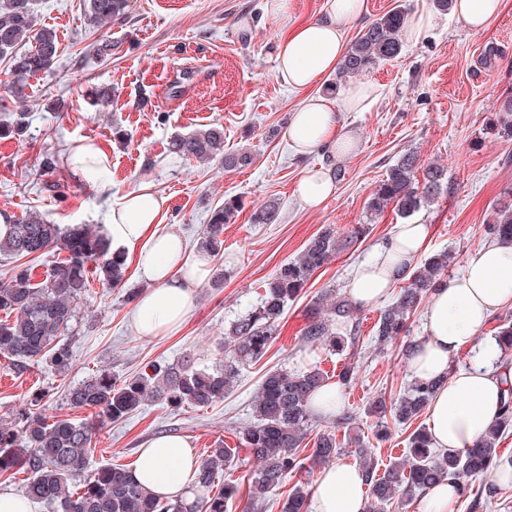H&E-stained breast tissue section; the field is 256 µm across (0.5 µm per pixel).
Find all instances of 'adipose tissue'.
Segmentation results:
<instances>
[{"label": "adipose tissue", "mask_w": 512, "mask_h": 512, "mask_svg": "<svg viewBox=\"0 0 512 512\" xmlns=\"http://www.w3.org/2000/svg\"><path fill=\"white\" fill-rule=\"evenodd\" d=\"M363 0H326L319 20L296 23L288 17L289 0H266L269 15L280 20L277 42L279 77L303 98L289 116V145L305 154L319 149L338 160L354 153L359 139L342 120L343 113L365 108L377 96L370 83L346 84L333 95L318 93L325 76L335 71L345 49L349 26L361 14ZM335 192L328 169L304 171L296 187L299 202L321 207ZM166 200L150 186L123 196L106 226L112 247L132 254L141 278L149 284L132 312L139 336L155 339L179 332L194 308V288L210 273L211 258L190 250L182 238L163 231ZM430 237L425 224L396 225L370 259L359 263L347 286L360 306L384 299L411 270ZM512 303V243L493 241L471 253L461 275L432 296L424 334L407 360L419 381L441 380L429 406L430 431L437 448L472 447L497 415L512 366L503 367L495 343H478L490 317ZM475 357L468 369L450 372V360L466 346ZM199 468L190 443L175 435L145 442L139 450L135 480L154 494L193 504L198 495L193 474ZM367 488L356 465L338 462L320 471L315 482V512H363Z\"/></svg>", "instance_id": "obj_1"}]
</instances>
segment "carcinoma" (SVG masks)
<instances>
[{"mask_svg":"<svg viewBox=\"0 0 512 512\" xmlns=\"http://www.w3.org/2000/svg\"><path fill=\"white\" fill-rule=\"evenodd\" d=\"M129 0H90V13L99 23L120 24L127 18ZM407 12L396 6L375 19L355 37L344 53L339 75H359L381 61L394 59L402 51L400 34ZM35 45L19 52L28 38ZM59 53L55 32L47 27L34 29L31 0H0V55L12 60L7 92L22 98L24 81L50 69ZM498 137L512 141V95L501 101L491 122ZM170 151L183 160L219 161L226 168L239 169L254 163L248 151L224 152V128L212 125L171 141ZM446 172L431 164L419 166L413 153L403 155L386 172L370 195L367 208L382 214L393 207L409 217L430 204L442 189ZM241 203L236 198L224 201L211 212L205 225L200 248L217 256L223 247L224 225L237 216ZM274 205L261 206L251 215L254 224H271L276 219ZM9 224L7 235L0 237V254L16 262L9 278L0 282V358H6L17 374L46 362L58 374L69 371L72 353L64 336L72 329L79 304L96 277L103 286H123L126 257L112 252L109 240L91 224L68 230L48 222L33 211L17 219L0 211ZM355 228L340 238L332 231L313 237L293 260L281 265L262 296L260 304L230 323L224 332V358L211 368H197L191 360L168 368L163 373L139 374L123 380L107 369H97L74 385L67 394L73 408L94 409L97 417L119 421L137 412L150 399L161 401L173 411L204 408L224 400L239 374V366L262 359L271 348L281 316L288 302L299 297L314 273L322 268L350 239L363 235ZM492 238L512 239V203H498L492 220L486 225ZM56 251L65 256L56 261L37 281L30 262ZM448 253H436L415 268L405 279L396 300L379 314L375 341L380 347L391 344L409 331L408 321L423 301L446 282ZM359 308L352 302L322 295L312 309L303 329L305 342L343 352L347 337L336 331L339 322L355 319ZM494 340L500 357L512 351V321L505 318L496 326ZM326 379L317 369L268 371L261 381L252 405L253 423L241 432L247 450L243 458L235 450L218 445L202 459L195 478L201 494L188 506L180 499L163 500L150 494L122 465L103 466L78 480L85 472L88 456L95 446L97 427L91 422L68 418L48 420L34 411L48 392L30 394V407L22 408L9 420H0V473L23 470L29 474L24 496L46 503L54 512H224L226 500L240 492L235 482L218 483L219 472L233 469L251 460L257 468L250 473L248 500L256 507L264 505L267 495L292 474L302 469L300 448L308 435L313 413L310 400ZM443 381H412L407 393L393 405L378 400L370 413L379 419L391 417L407 424L426 409ZM512 431V386L506 391L498 416L475 446L456 453L438 451L424 428L409 438L405 459L391 462L384 472L376 471L373 449L356 444L354 452L368 487L364 512H384L394 501H406L424 489L448 479L458 485L464 496V478L493 471L503 459L497 445ZM336 435L324 431L317 435L310 454L313 463L327 464L337 453ZM280 512H307V494L295 486L283 502Z\"/></svg>","mask_w":512,"mask_h":512,"instance_id":"cac0c4a2","label":"carcinoma"}]
</instances>
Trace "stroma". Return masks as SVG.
<instances>
[{"mask_svg": "<svg viewBox=\"0 0 512 512\" xmlns=\"http://www.w3.org/2000/svg\"><path fill=\"white\" fill-rule=\"evenodd\" d=\"M264 5V0H131L126 22L98 29L89 21V0L32 2L37 26L55 29L60 52L50 70L28 78L25 103L0 109V123L26 114L21 139L0 138V210L19 217L36 211L64 226H101L126 193L148 185L168 201L164 230L180 234L193 249L209 214L225 198H242L244 207L225 225L224 247L212 263L224 273L222 284L207 282L196 289L195 308L180 333L153 340L137 335L127 294L142 292L146 284L135 268H128L121 288L109 290L91 280L79 305L80 328L69 339V371L58 374L41 363L17 375L0 364V418L43 388L50 393V414L91 421L90 411L71 408L64 397L98 368L126 377L152 363L175 367L188 359L215 365L225 327L259 301L281 264L325 230L345 235L357 224L366 229L313 275L301 298L289 302L268 354L243 366L223 401L178 414L150 400L126 419L105 422L90 468L134 467L141 445L164 434L187 439L198 457L220 443L240 447V431L253 421L251 404L266 370L317 367L334 383L342 367L354 361L357 375L341 388L349 424L337 427L317 416L310 432L335 430L337 459L350 464L357 461L353 441L361 439L373 446L378 469H385L404 454L414 426L391 424L389 438L377 442L376 419L368 409L405 393L411 375L403 342L375 350L372 333L380 312L375 306L362 310L351 350L337 354L311 347L300 337L309 309L322 294L345 296L356 265L402 223L390 209L372 214L367 202L403 154L417 153L421 164H436L447 173V189L412 219L432 227L427 254H453L449 271L454 276L487 242L493 204L512 188V141L487 128L502 98L512 93V0H505L499 17L484 30L435 10L434 29L405 44L396 59L362 73L361 81L376 85L378 96L364 110L345 113L360 145L340 162L318 149L299 156L288 145V117L302 95L276 72L280 23L267 16ZM103 38L111 41L112 53L101 57L96 47ZM95 88L109 89L111 100L92 104L89 93ZM213 124L224 128L225 152L250 150L255 163L229 171L170 152L175 136ZM85 141L109 159L94 183L71 171V152ZM49 152L61 163L48 176L42 159ZM317 166L344 177L330 199L309 210L294 188L304 169ZM53 182L62 193L50 190ZM265 203L277 206L276 222L252 223L253 208ZM467 483L481 492V502L458 499L455 512H512V489L495 487L491 475Z\"/></svg>", "mask_w": 512, "mask_h": 512, "instance_id": "35a3bbf8", "label": "stroma"}]
</instances>
